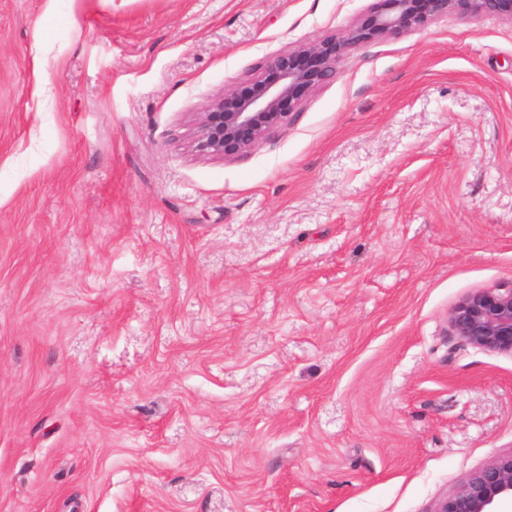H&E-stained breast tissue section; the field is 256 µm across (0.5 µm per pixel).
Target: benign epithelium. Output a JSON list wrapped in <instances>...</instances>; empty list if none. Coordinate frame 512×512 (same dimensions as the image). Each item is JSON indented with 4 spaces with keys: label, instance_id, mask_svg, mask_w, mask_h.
<instances>
[{
    "label": "benign epithelium",
    "instance_id": "7a95c632",
    "mask_svg": "<svg viewBox=\"0 0 512 512\" xmlns=\"http://www.w3.org/2000/svg\"><path fill=\"white\" fill-rule=\"evenodd\" d=\"M450 11L512 20V0H385L366 21L280 54L248 87L212 100L201 113L197 149L224 159L256 150L312 89L336 76L350 48L398 37ZM450 321L465 342L512 354V282L466 296ZM434 512H512V455L473 474Z\"/></svg>",
    "mask_w": 512,
    "mask_h": 512
}]
</instances>
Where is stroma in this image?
<instances>
[{"mask_svg":"<svg viewBox=\"0 0 512 512\" xmlns=\"http://www.w3.org/2000/svg\"><path fill=\"white\" fill-rule=\"evenodd\" d=\"M377 0H0V512H434L512 454V21L350 49L288 124L211 100ZM51 74L39 78V66ZM450 321L468 344L512 354V282L466 296Z\"/></svg>","mask_w":512,"mask_h":512,"instance_id":"stroma-1","label":"stroma"}]
</instances>
